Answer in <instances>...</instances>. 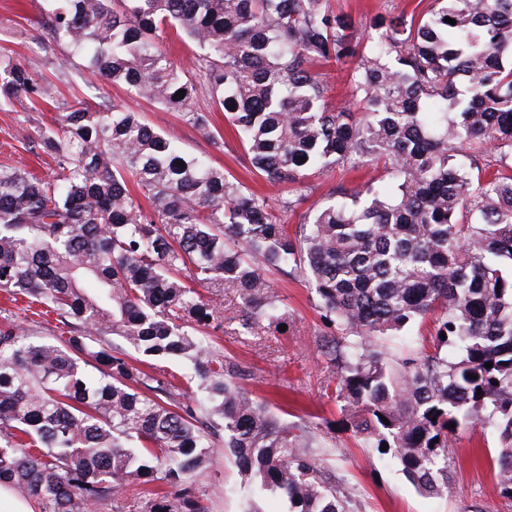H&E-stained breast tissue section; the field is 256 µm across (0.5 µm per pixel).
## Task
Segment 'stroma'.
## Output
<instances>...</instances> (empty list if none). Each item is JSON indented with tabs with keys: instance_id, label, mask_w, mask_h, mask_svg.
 <instances>
[{
	"instance_id": "stroma-1",
	"label": "stroma",
	"mask_w": 512,
	"mask_h": 512,
	"mask_svg": "<svg viewBox=\"0 0 512 512\" xmlns=\"http://www.w3.org/2000/svg\"><path fill=\"white\" fill-rule=\"evenodd\" d=\"M419 0H334L336 11L349 15L358 35H367L374 17L386 13L412 11ZM45 26V0H0V51L12 52L19 61L47 56L42 71L54 76L59 60L69 57L73 64L63 85V103L74 109L83 104L132 105L146 121L178 141L189 154L207 157L211 164L254 185L265 194L281 196L280 187L253 182L246 170L243 151L237 138L226 130L224 116L214 111L204 94H197L192 106L208 113L211 127L219 131L208 138L177 112H168L143 101L131 100L125 86L98 85L73 57L66 42L48 43ZM57 113L27 110L24 103L0 108V163L21 166L40 177L54 175L56 165L46 154L27 151L25 137H37ZM374 175L371 167H338L323 174H312L294 193L299 204L284 216L286 223L299 224L310 208L323 203L339 186L364 185ZM272 279L288 308V326L279 332L256 323L251 334H235L232 324L239 300L232 290L224 292L227 323L220 332L207 334V342L224 356L239 362L247 371L241 378L243 389L262 402L288 424H307L312 446L309 456L316 459L326 476L342 484L352 500L354 512H512V500L501 495L492 468L497 452L496 433L490 425L473 424L461 428L451 450L453 466L448 489L435 498L417 492L399 465L390 456L373 448L358 447L342 424V414L326 383L332 370L317 350L316 340L326 331L322 312L309 285L299 277L273 274ZM242 475L223 442H215L209 462L196 488L208 512H287L288 503L268 492L246 494L241 489Z\"/></svg>"
}]
</instances>
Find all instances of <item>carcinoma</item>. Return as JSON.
Masks as SVG:
<instances>
[{
  "instance_id": "1",
  "label": "carcinoma",
  "mask_w": 512,
  "mask_h": 512,
  "mask_svg": "<svg viewBox=\"0 0 512 512\" xmlns=\"http://www.w3.org/2000/svg\"><path fill=\"white\" fill-rule=\"evenodd\" d=\"M47 2L50 39L96 79L212 138L191 108L207 96L266 182L294 187L340 164L387 178L339 187L292 230L282 212L294 201L247 190L140 112L59 114L29 141L58 173L0 164V290L67 327L33 336L0 323V483L45 512H98L132 488L144 512H205L195 479L221 438L289 512H353L302 452L308 428L254 401L240 365L191 332L224 330L226 288L240 328L288 323L269 279L282 272L309 284L333 331L317 345L358 446L388 444L413 487L437 496L456 428L487 423L512 499V164L483 163L512 157V0H432L380 18L362 43L332 0ZM164 34L196 46L192 68L159 46ZM348 58L338 100L330 68ZM57 93L41 62L0 55V104ZM430 314L429 346L395 367L385 342ZM131 350L188 362L199 395L132 364ZM159 472L173 493L148 488Z\"/></svg>"
}]
</instances>
